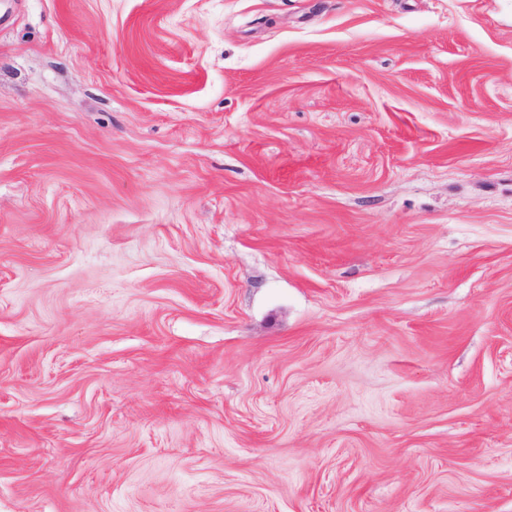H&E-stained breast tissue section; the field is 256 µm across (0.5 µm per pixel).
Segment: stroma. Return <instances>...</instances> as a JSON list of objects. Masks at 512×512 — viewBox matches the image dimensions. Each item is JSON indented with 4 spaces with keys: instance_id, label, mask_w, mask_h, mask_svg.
<instances>
[{
    "instance_id": "obj_1",
    "label": "stroma",
    "mask_w": 512,
    "mask_h": 512,
    "mask_svg": "<svg viewBox=\"0 0 512 512\" xmlns=\"http://www.w3.org/2000/svg\"><path fill=\"white\" fill-rule=\"evenodd\" d=\"M0 512H512V0H0Z\"/></svg>"
}]
</instances>
